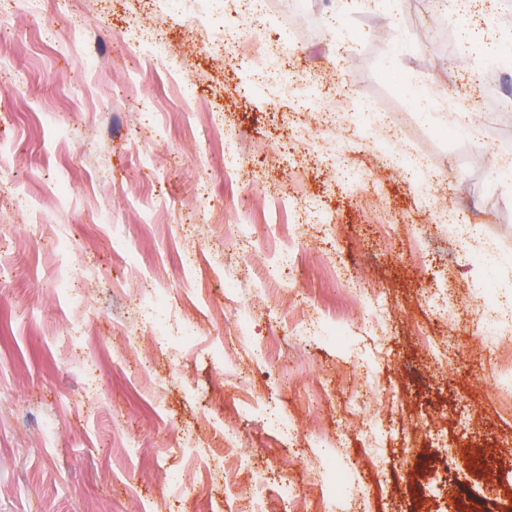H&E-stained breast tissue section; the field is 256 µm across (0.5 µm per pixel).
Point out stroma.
Segmentation results:
<instances>
[{
	"mask_svg": "<svg viewBox=\"0 0 512 512\" xmlns=\"http://www.w3.org/2000/svg\"><path fill=\"white\" fill-rule=\"evenodd\" d=\"M402 14L395 25L363 0L341 14L334 0H263L282 60L322 76V109L344 89L356 101L341 136L299 98L257 87L246 52L205 51L208 28L167 0H0V238L11 241L0 251V512H149L160 501L227 512L240 494L276 496L283 480L307 492L304 512H327L323 459L356 483L377 424L389 432L385 473L366 510L343 499L334 512H502L512 394L495 372L512 334L491 351L480 324L485 288L512 285V174L495 162L512 123L448 65L464 33H484L478 15L460 22L425 0H405ZM437 25L449 42L431 39ZM148 30L166 57L152 55ZM419 89L467 99L472 127L446 128ZM375 115L397 126L396 141ZM408 152L433 179L387 167ZM342 166L368 177L340 178ZM440 205L496 241L495 268L459 251L452 226L434 220ZM61 235L65 257L53 248ZM179 242L199 251L197 274L183 271ZM78 264L77 310L56 282ZM149 276L196 322V344L154 345L134 311ZM354 283L387 294L389 311L375 315ZM442 288L456 308L445 319L433 310ZM303 299L330 336L297 337ZM245 307L235 360L251 371L239 377L208 346ZM77 325L87 341L74 353L56 338ZM429 337L447 341V360L433 359ZM375 387L410 406L376 403ZM247 392L284 409L306 445L273 434L259 411L238 424L241 460L208 475L204 456L224 454L214 432L236 424ZM414 427L424 448L411 456L403 434ZM190 431L204 452L193 461L177 453ZM174 467L190 494L165 481Z\"/></svg>",
	"mask_w": 512,
	"mask_h": 512,
	"instance_id": "1",
	"label": "stroma"
}]
</instances>
